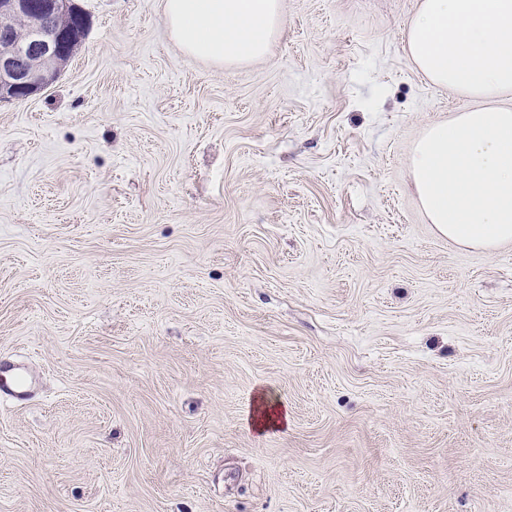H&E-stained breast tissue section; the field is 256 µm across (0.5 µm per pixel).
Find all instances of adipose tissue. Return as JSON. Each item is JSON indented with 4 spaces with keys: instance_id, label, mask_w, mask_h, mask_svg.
<instances>
[{
    "instance_id": "ef3b65f1",
    "label": "adipose tissue",
    "mask_w": 512,
    "mask_h": 512,
    "mask_svg": "<svg viewBox=\"0 0 512 512\" xmlns=\"http://www.w3.org/2000/svg\"><path fill=\"white\" fill-rule=\"evenodd\" d=\"M172 38L213 63L264 57L282 28L281 0H164ZM408 54L433 84L481 107L429 125L414 144L410 181L431 224L459 245L512 242V0H418Z\"/></svg>"
}]
</instances>
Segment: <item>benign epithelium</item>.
<instances>
[{
  "label": "benign epithelium",
  "mask_w": 512,
  "mask_h": 512,
  "mask_svg": "<svg viewBox=\"0 0 512 512\" xmlns=\"http://www.w3.org/2000/svg\"><path fill=\"white\" fill-rule=\"evenodd\" d=\"M70 18L67 27L58 20ZM30 21L19 41L14 21ZM86 17L74 0H0V100H25L43 90L66 49L81 41Z\"/></svg>",
  "instance_id": "1"
}]
</instances>
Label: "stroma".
Wrapping results in <instances>:
<instances>
[{
  "label": "stroma",
  "mask_w": 512,
  "mask_h": 512,
  "mask_svg": "<svg viewBox=\"0 0 512 512\" xmlns=\"http://www.w3.org/2000/svg\"><path fill=\"white\" fill-rule=\"evenodd\" d=\"M75 3L58 79L0 102V512H512V243L410 186L474 105L408 57L417 0H282L227 69L163 0Z\"/></svg>",
  "instance_id": "stroma-1"
}]
</instances>
